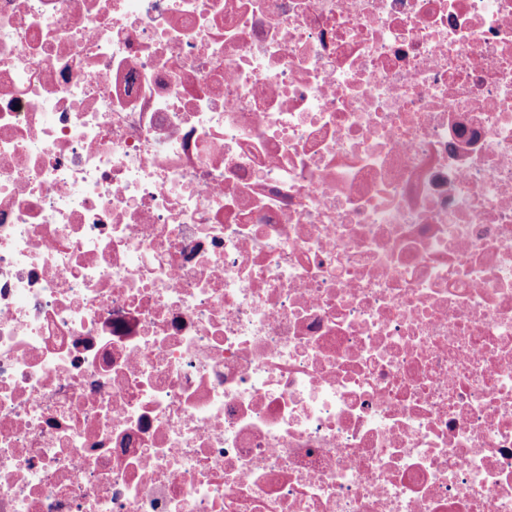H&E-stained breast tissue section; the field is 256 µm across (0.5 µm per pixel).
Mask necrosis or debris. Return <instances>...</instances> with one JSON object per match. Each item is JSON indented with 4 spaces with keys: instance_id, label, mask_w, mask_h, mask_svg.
<instances>
[{
    "instance_id": "4bbe7bcc",
    "label": "necrosis or debris",
    "mask_w": 512,
    "mask_h": 512,
    "mask_svg": "<svg viewBox=\"0 0 512 512\" xmlns=\"http://www.w3.org/2000/svg\"><path fill=\"white\" fill-rule=\"evenodd\" d=\"M0 512H512V0H0Z\"/></svg>"
}]
</instances>
